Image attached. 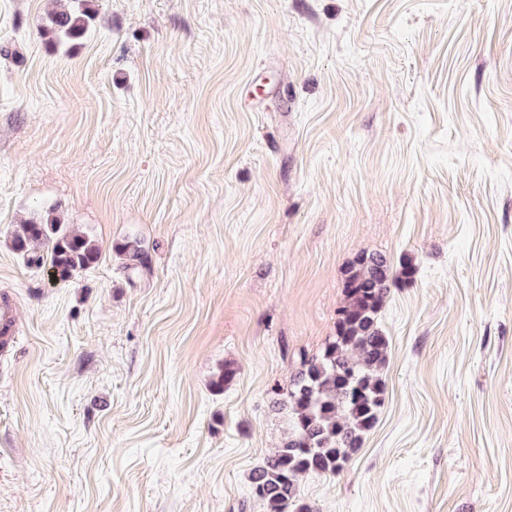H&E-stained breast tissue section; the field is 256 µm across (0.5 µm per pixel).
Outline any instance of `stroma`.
Segmentation results:
<instances>
[{
  "label": "stroma",
  "instance_id": "1",
  "mask_svg": "<svg viewBox=\"0 0 512 512\" xmlns=\"http://www.w3.org/2000/svg\"><path fill=\"white\" fill-rule=\"evenodd\" d=\"M55 5L0 0V512H265L363 253L417 268L384 403L301 498L512 512V0ZM50 208L101 253L66 281L13 246ZM92 16L76 5L60 7L49 13L46 30L59 41H65L84 35L91 24ZM0 333L4 335L0 336V345L2 343L3 348L15 342L16 338L12 335L16 333L14 311L8 302L0 303Z\"/></svg>",
  "mask_w": 512,
  "mask_h": 512
}]
</instances>
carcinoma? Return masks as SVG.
Here are the masks:
<instances>
[{"mask_svg": "<svg viewBox=\"0 0 512 512\" xmlns=\"http://www.w3.org/2000/svg\"><path fill=\"white\" fill-rule=\"evenodd\" d=\"M91 21L85 9L63 4L49 13L46 30L65 41L84 35ZM13 244L29 265L40 267L47 261L63 280L100 259L94 243L56 217L21 225ZM415 273L412 261L395 271L380 254L363 253L347 268L336 335L318 353L303 357L286 393L292 413L288 437L249 477L252 494L266 512H317L299 499L301 479L312 473H340L362 447L383 404L381 372L389 339L379 313L391 287L412 280Z\"/></svg>", "mask_w": 512, "mask_h": 512, "instance_id": "obj_1", "label": "carcinoma"}]
</instances>
